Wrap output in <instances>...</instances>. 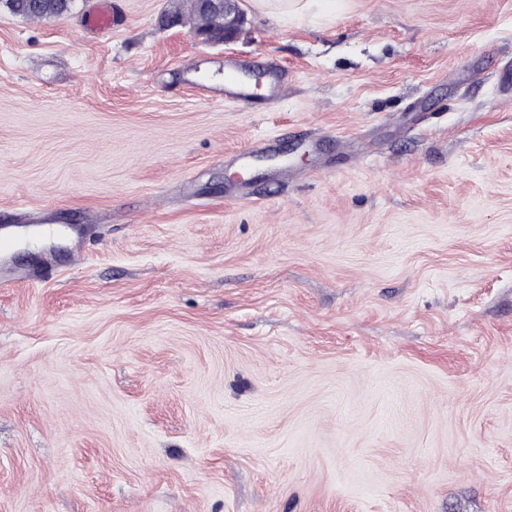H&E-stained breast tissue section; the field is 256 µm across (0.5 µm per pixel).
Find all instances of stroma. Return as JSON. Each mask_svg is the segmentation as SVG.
Returning a JSON list of instances; mask_svg holds the SVG:
<instances>
[{
	"instance_id": "1",
	"label": "stroma",
	"mask_w": 512,
	"mask_h": 512,
	"mask_svg": "<svg viewBox=\"0 0 512 512\" xmlns=\"http://www.w3.org/2000/svg\"><path fill=\"white\" fill-rule=\"evenodd\" d=\"M91 2L0 8V512H512V0ZM73 0H1L0 6L27 18H51L68 12ZM113 12L111 0H95L94 6L83 15L87 28L105 30L112 27ZM205 3H210L211 6L223 4V10L217 7L206 8L200 1L193 0L190 5V22L192 28L197 31H192L194 39L204 43H230L238 38L245 23L244 15L238 10L236 0H204ZM224 19V32L217 36L210 30L219 31L223 29ZM206 28V29H203ZM202 29V30H198ZM260 69L263 71L266 82L265 101L275 104L280 100L281 74L277 66L268 61L251 60L247 62L227 59L224 62L223 91L212 90L208 99L214 104H223L231 101L249 107L253 102L252 85L243 80L249 71Z\"/></svg>"
}]
</instances>
